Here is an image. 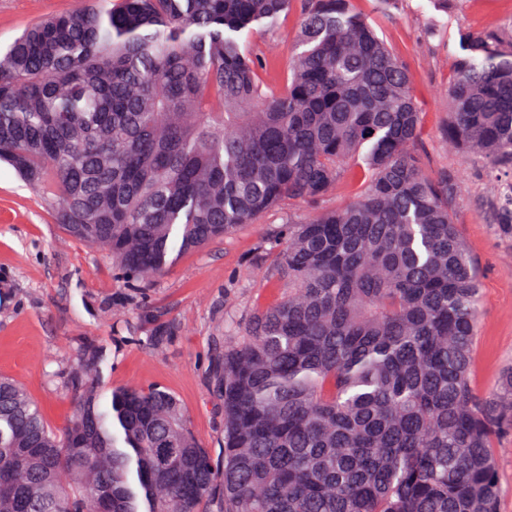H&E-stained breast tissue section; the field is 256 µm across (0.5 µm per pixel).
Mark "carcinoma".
I'll return each mask as SVG.
<instances>
[{
	"label": "carcinoma",
	"mask_w": 512,
	"mask_h": 512,
	"mask_svg": "<svg viewBox=\"0 0 512 512\" xmlns=\"http://www.w3.org/2000/svg\"><path fill=\"white\" fill-rule=\"evenodd\" d=\"M296 6L269 84L240 35ZM465 51L443 137L512 171V27ZM419 133L403 64L352 0H91L0 50V161L126 281L285 211V292L213 354L224 462L171 393L109 387L90 346L60 432L0 377V512H499L512 367L471 386L479 272L456 174L423 171ZM351 164L354 200L299 212ZM475 205L512 239V179Z\"/></svg>",
	"instance_id": "cac0c4a2"
}]
</instances>
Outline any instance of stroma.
Instances as JSON below:
<instances>
[{
    "mask_svg": "<svg viewBox=\"0 0 512 512\" xmlns=\"http://www.w3.org/2000/svg\"><path fill=\"white\" fill-rule=\"evenodd\" d=\"M83 0H0V47L32 22L80 8ZM408 71L422 134L414 150L428 173L451 168L459 192L454 219L477 261L481 299L471 384L494 392L512 364V241L504 239L474 199L493 193L478 155L446 144L448 84L468 32L512 24V0H398L393 15L378 0H356ZM299 11L281 16L271 33H242L263 54L274 80L291 60ZM283 222L264 214L205 248L180 253L150 282L118 279L111 255L54 224L45 202L0 162V376L14 379L45 422L62 430L73 411L75 375L85 346L112 352L110 385L161 388L179 400L199 443L213 458L224 445V406L210 382L212 354L224 320L246 319L279 297L274 274ZM166 330L162 344L152 341Z\"/></svg>",
    "mask_w": 512,
    "mask_h": 512,
    "instance_id": "1",
    "label": "stroma"
}]
</instances>
